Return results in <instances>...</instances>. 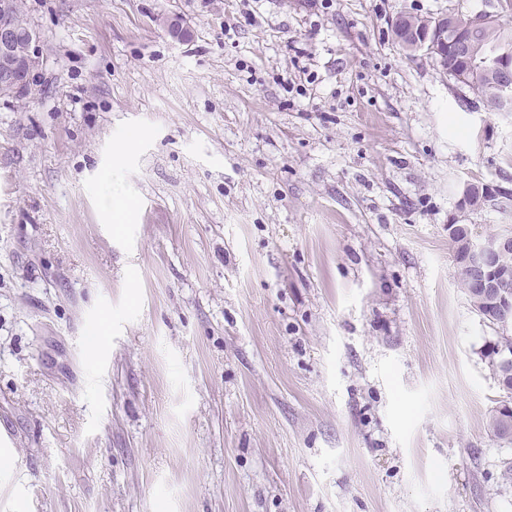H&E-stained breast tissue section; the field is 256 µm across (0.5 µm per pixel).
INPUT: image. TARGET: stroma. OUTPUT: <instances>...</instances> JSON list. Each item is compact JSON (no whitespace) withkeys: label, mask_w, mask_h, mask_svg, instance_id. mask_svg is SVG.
<instances>
[{"label":"stroma","mask_w":512,"mask_h":512,"mask_svg":"<svg viewBox=\"0 0 512 512\" xmlns=\"http://www.w3.org/2000/svg\"><path fill=\"white\" fill-rule=\"evenodd\" d=\"M22 2L0 512H512L448 239L512 234V202L459 207L512 180V112L389 27L499 0Z\"/></svg>","instance_id":"stroma-1"}]
</instances>
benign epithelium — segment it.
I'll list each match as a JSON object with an SVG mask.
<instances>
[{
  "instance_id": "obj_1",
  "label": "benign epithelium",
  "mask_w": 512,
  "mask_h": 512,
  "mask_svg": "<svg viewBox=\"0 0 512 512\" xmlns=\"http://www.w3.org/2000/svg\"><path fill=\"white\" fill-rule=\"evenodd\" d=\"M404 44L412 52L424 51L433 56L449 78L464 84L470 91L474 85L467 81L460 71L448 68V54L460 61L470 62L475 58L472 41L448 40V17L440 16L423 21L407 19L402 29ZM19 31L12 19L0 12V82L9 84L15 81L19 71L16 59V41ZM29 50L25 56V66L33 69L39 63L40 37L37 30L28 32ZM498 103L496 111L512 110V66L500 67ZM492 189L484 184L466 185L462 206L477 209L475 196L488 195ZM457 271L473 279V287L490 306L497 307L502 320L512 315V235L499 234L475 237L466 233L458 242L455 253Z\"/></svg>"
}]
</instances>
